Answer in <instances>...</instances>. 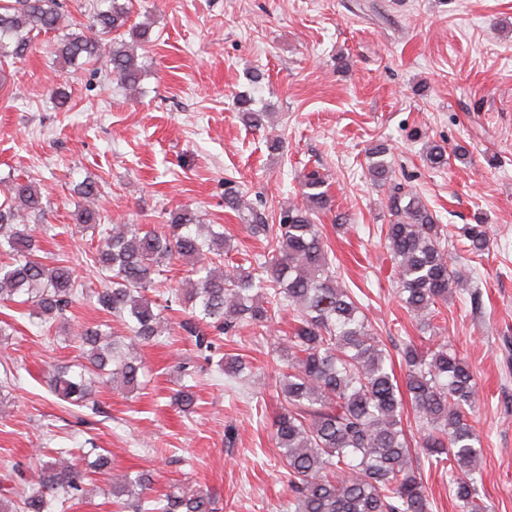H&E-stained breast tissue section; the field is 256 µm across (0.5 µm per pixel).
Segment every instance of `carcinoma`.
Listing matches in <instances>:
<instances>
[{
	"instance_id": "cac0c4a2",
	"label": "carcinoma",
	"mask_w": 512,
	"mask_h": 512,
	"mask_svg": "<svg viewBox=\"0 0 512 512\" xmlns=\"http://www.w3.org/2000/svg\"><path fill=\"white\" fill-rule=\"evenodd\" d=\"M133 0H89V23L64 36L57 57L72 67L99 59L102 42L110 41L107 65L111 80L125 90L139 89L144 74L135 46L151 42L150 25L130 24ZM69 22L60 0H0V64L26 56L42 33ZM242 119L261 127L267 113L238 101ZM385 144L368 152V174L378 186L391 183ZM433 169L448 165V151L437 142L426 147ZM0 201V307L30 306L42 323H65L80 298L93 299L99 310L123 322L127 334L108 324L82 325L74 334L83 362L60 366L49 375V388L72 405L91 401L94 379L120 380L135 388L143 366L130 352L133 343H160L167 312L178 306L187 315L180 327L204 361L224 369L230 380L246 369L241 354H221L211 337L232 336L248 325L266 332L281 307L295 311L288 354L277 366L276 389L283 399L273 423L276 445L291 493V512H430L431 504L418 461L448 473L459 512H493L479 494L480 448L472 416L476 379L453 344L437 340L432 324L448 294L467 280L448 253V228L417 193L390 187L393 217L385 241L397 269V294L417 320L424 342L402 349L404 384H398L393 360L374 336L372 324L355 295L342 287L329 257L319 213L329 206L328 185L318 172L303 176L302 202L282 207L278 223H268L254 209L244 216L249 232L264 236L269 251L257 276L243 266L224 269L227 246L224 225L203 224L184 208L167 223L103 224L84 207L76 223L97 232L94 263L98 283H81L71 268L40 255L43 224H27L32 213H44L42 194L31 181L4 182ZM224 206L246 208L239 185L224 181ZM464 248L473 257L489 250L484 224L462 228ZM174 260L190 266L186 286L170 288L160 304L147 296ZM409 396L419 440L411 443L404 427V396ZM174 401L183 410L196 402L192 386L183 384ZM112 452L90 448L79 462L41 465L38 477L0 493V512H66L67 504L86 496L94 474H106ZM148 473L112 480V501L134 512H212L210 497L178 486L156 495Z\"/></svg>"
}]
</instances>
